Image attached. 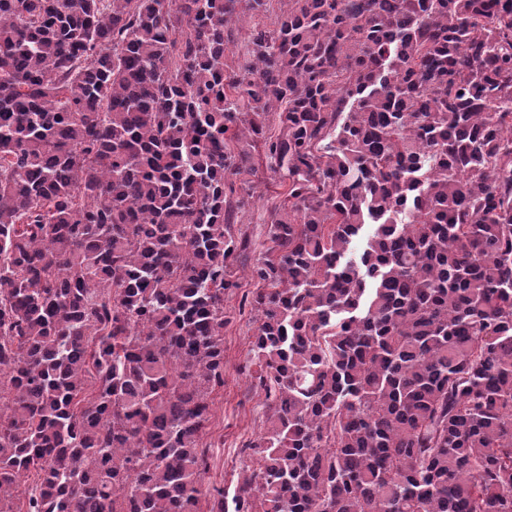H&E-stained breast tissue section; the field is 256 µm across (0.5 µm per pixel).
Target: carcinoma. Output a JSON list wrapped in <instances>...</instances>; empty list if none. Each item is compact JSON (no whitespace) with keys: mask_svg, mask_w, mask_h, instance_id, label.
I'll list each match as a JSON object with an SVG mask.
<instances>
[{"mask_svg":"<svg viewBox=\"0 0 512 512\" xmlns=\"http://www.w3.org/2000/svg\"><path fill=\"white\" fill-rule=\"evenodd\" d=\"M270 7L0 0V512H228L240 269L233 512H512V0ZM274 11L272 13H269L265 16H259L250 18L247 17L243 19L241 22H239V36L238 40L235 42V46H230L231 51L233 53H236V57L238 54H241L244 51V45H245V38H247V34L254 26L260 24L262 25H270L271 22H273L275 18V12H278V7H280V4L278 2H273ZM283 191L284 188L278 187V185L270 184L268 188L264 184L255 186L252 209L246 214H239L234 223L236 229L238 228L242 232H246L255 241L256 250L254 254H256V257L261 250L259 243L265 240L266 224L264 219H267L268 210L271 205L279 200V198H275L278 192L282 193ZM240 282L241 288L224 296V312L230 318L224 327V386L210 395L209 434L203 440L211 462L204 481L210 487L224 486L230 494L237 481L250 473L244 464L257 468L255 457L246 459L240 449L243 442L260 434L263 424L261 397L250 389V380L242 369L250 350L249 322L253 314L249 307L240 312V304L243 294L254 285L247 275Z\"/></svg>","mask_w":512,"mask_h":512,"instance_id":"obj_1","label":"carcinoma"}]
</instances>
